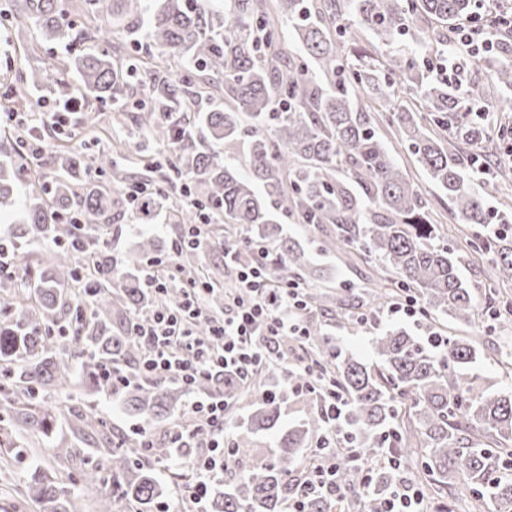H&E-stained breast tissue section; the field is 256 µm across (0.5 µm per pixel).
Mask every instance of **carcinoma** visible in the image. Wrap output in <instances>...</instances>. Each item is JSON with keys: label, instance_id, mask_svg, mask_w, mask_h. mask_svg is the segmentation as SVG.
Masks as SVG:
<instances>
[{"label": "carcinoma", "instance_id": "obj_1", "mask_svg": "<svg viewBox=\"0 0 512 512\" xmlns=\"http://www.w3.org/2000/svg\"><path fill=\"white\" fill-rule=\"evenodd\" d=\"M71 2L0 3V19L32 25L45 40L103 44L61 60L60 77L51 86L54 100L66 101L78 88L115 112L131 113L139 136L164 145L187 125L191 112L204 142L196 136L182 139L164 159L146 163L139 176L128 173L110 151L89 157L68 149L55 154L60 177L30 206L28 227L9 243L8 261L24 273L28 288L14 287L11 279L0 286L10 299L0 319V474L31 455L28 435L49 436L55 419L66 415L73 439L93 433L98 446L60 448L57 457L90 454L110 464L105 473L98 464L81 470L86 482L103 483L98 512H160L169 501L165 488L185 494L189 470L173 473L167 485L154 473V465L175 453L167 438H152L146 450L125 448L95 406L72 404L78 389L112 393L111 382L100 375L102 364L137 367L140 346L129 323L132 312L154 303L139 270L146 257L159 254L158 240L141 236L125 257L128 271L118 279L88 271L99 280L100 291L85 302L76 295L75 262L64 247L78 234L92 241L109 238L130 207L138 223H158L184 184L224 220L203 249L237 242L242 258L261 261L267 281L298 283L306 289L308 309L333 305L342 320L359 317L364 306L383 307L400 292L415 295L425 305L431 332L446 338L442 352L435 353L402 328L386 329L372 337L378 363L370 365L339 355L316 324L307 325L301 349L347 400L336 435L317 453L341 455L344 448L336 442L346 439L356 446L357 461L343 469L347 494L335 499L311 493L306 512H346L351 504L360 505V512H378L403 478L420 482L435 499L450 498L453 482L462 479L485 512H512V393L475 392V378L465 372L476 358L475 347L461 336H445L437 322L441 315L475 322L478 301L460 276L458 251L441 243L431 217L433 201L394 164L376 132L384 110L388 129L447 194L448 206L477 226V239L467 247L494 251L492 274L512 279V248L500 245L508 229L487 222L486 195L473 185L491 167L490 155L481 149L486 121L481 114L469 115L472 107L448 82L426 75L456 27L476 17L473 0H82L88 15L112 14L109 25L90 33L70 25ZM283 20L294 31L298 53L282 46ZM115 27L122 39L137 44L143 38L180 61L183 74L148 66L136 55L127 70L115 68ZM366 35L374 52L358 53L349 62L342 48ZM403 36L414 49H391ZM479 62L496 84L512 88V46ZM214 77L223 81L219 102L206 90ZM358 89L369 91L368 104L354 105ZM423 111L448 136L428 129L417 117ZM8 144L11 150L0 160V212L13 206L20 185L41 177L40 167L28 174L13 161L23 141L13 135ZM220 145L241 148L251 178L224 163L215 150ZM89 168L109 175L112 190L73 195L72 182ZM135 181L152 183L154 192L131 199L127 190ZM284 216L328 226L329 250L355 248L379 258L380 274L365 298L348 290L330 300L316 291L321 269L283 235ZM33 240L60 246L40 259L30 247ZM197 253L183 251V277L197 275ZM61 327L69 335H56ZM307 381L302 371L291 374V385L298 388L294 398L314 408L280 430L272 458L254 457L224 489L214 490L207 512H283L294 500L304 474L298 453L327 432L315 396L302 390ZM262 386L260 373L246 381L226 375L200 385L206 393L222 389L234 405L246 408L232 438L238 457H253L261 435L279 424L283 399L267 396ZM58 394L62 398L46 401ZM182 396L170 381L138 379L124 389L123 406L146 425H159L178 410ZM390 434L399 469L382 464L383 439ZM492 438L493 446L486 443ZM74 482L68 466L51 475L36 470L16 494L42 504L44 512H84L80 496L67 490Z\"/></svg>", "mask_w": 512, "mask_h": 512}]
</instances>
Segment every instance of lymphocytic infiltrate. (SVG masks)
I'll use <instances>...</instances> for the list:
<instances>
[{
	"instance_id": "f902f5d3",
	"label": "lymphocytic infiltrate",
	"mask_w": 512,
	"mask_h": 512,
	"mask_svg": "<svg viewBox=\"0 0 512 512\" xmlns=\"http://www.w3.org/2000/svg\"><path fill=\"white\" fill-rule=\"evenodd\" d=\"M223 252L224 265L232 269L234 282L224 291L220 315L205 302L206 294L215 291V283L182 279L179 249H172L167 260L148 261L143 272L148 287L159 295L175 289L181 298L133 314V334L142 347L136 371L116 362L103 368L116 389L127 387L140 375L174 381L188 394V417L170 428L168 437L174 447L190 451L185 461L193 481L186 495L195 512H203L213 479L223 473L233 454L227 433L230 399L221 392L199 394L197 385L202 378L248 376L269 368L285 377L301 369L309 375L307 390L318 397L328 422H335L346 406L344 396L335 384L324 381L318 367L290 359L280 350V339H297L306 333L299 288L270 285L260 264L240 263L234 244H224ZM201 320L210 324L204 336L195 332V324Z\"/></svg>"
}]
</instances>
